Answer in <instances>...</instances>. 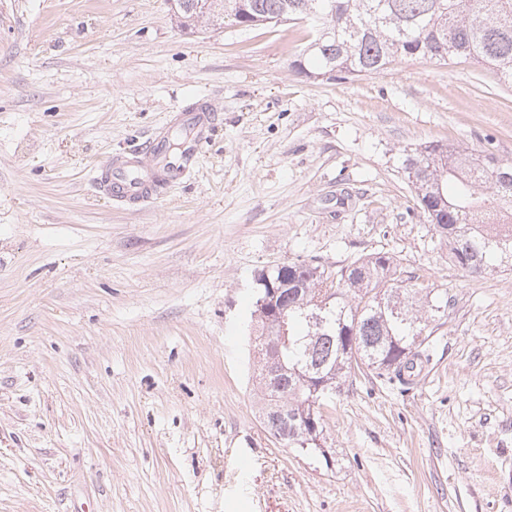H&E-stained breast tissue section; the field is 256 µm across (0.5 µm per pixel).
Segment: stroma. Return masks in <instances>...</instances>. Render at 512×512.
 Here are the masks:
<instances>
[{
    "label": "stroma",
    "instance_id": "obj_1",
    "mask_svg": "<svg viewBox=\"0 0 512 512\" xmlns=\"http://www.w3.org/2000/svg\"><path fill=\"white\" fill-rule=\"evenodd\" d=\"M305 25L177 27L168 0H0V512H512V272L471 277L403 150L512 161V84L401 59L317 81ZM202 98L186 183L119 207L94 168ZM447 292L421 384L351 377L332 459L257 418L255 270L377 250Z\"/></svg>",
    "mask_w": 512,
    "mask_h": 512
}]
</instances>
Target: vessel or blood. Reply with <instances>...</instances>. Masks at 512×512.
Returning <instances> with one entry per match:
<instances>
[{"mask_svg":"<svg viewBox=\"0 0 512 512\" xmlns=\"http://www.w3.org/2000/svg\"><path fill=\"white\" fill-rule=\"evenodd\" d=\"M219 117L212 100H201L172 115L169 124L156 128L146 149L117 151L99 164L93 177L97 189L117 204L145 205L158 200L196 170L209 133ZM187 131L179 150L169 151L171 127Z\"/></svg>","mask_w":512,"mask_h":512,"instance_id":"vessel-or-blood-1","label":"vessel or blood"}]
</instances>
